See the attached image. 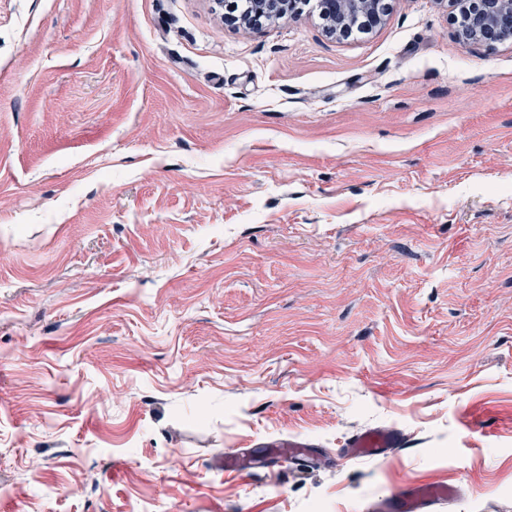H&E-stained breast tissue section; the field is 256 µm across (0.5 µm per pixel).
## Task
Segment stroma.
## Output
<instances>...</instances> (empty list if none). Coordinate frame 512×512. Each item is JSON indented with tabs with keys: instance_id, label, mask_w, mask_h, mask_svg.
Returning a JSON list of instances; mask_svg holds the SVG:
<instances>
[{
	"instance_id": "35a3bbf8",
	"label": "stroma",
	"mask_w": 512,
	"mask_h": 512,
	"mask_svg": "<svg viewBox=\"0 0 512 512\" xmlns=\"http://www.w3.org/2000/svg\"><path fill=\"white\" fill-rule=\"evenodd\" d=\"M214 5L0 0V512H512V44ZM401 446V435L392 426H376L364 429L349 437L343 454L350 459L373 458L384 460L394 448ZM312 452L309 445L289 439L288 442H280L268 447L267 454L263 457H255L247 453L243 448H232L224 452V473H252L267 467V462L272 458H310ZM458 492V486L420 481L406 485L374 508L381 512H434L437 505L454 499Z\"/></svg>"
}]
</instances>
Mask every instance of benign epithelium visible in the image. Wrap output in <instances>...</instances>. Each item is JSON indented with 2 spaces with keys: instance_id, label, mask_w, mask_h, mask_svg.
Returning a JSON list of instances; mask_svg holds the SVG:
<instances>
[{
  "instance_id": "7a95c632",
  "label": "benign epithelium",
  "mask_w": 512,
  "mask_h": 512,
  "mask_svg": "<svg viewBox=\"0 0 512 512\" xmlns=\"http://www.w3.org/2000/svg\"><path fill=\"white\" fill-rule=\"evenodd\" d=\"M464 4L469 15L468 25L458 30L465 44H480L492 48L512 41V0H449ZM323 15L332 22V34H338L360 15L382 20L386 0H320Z\"/></svg>"
}]
</instances>
